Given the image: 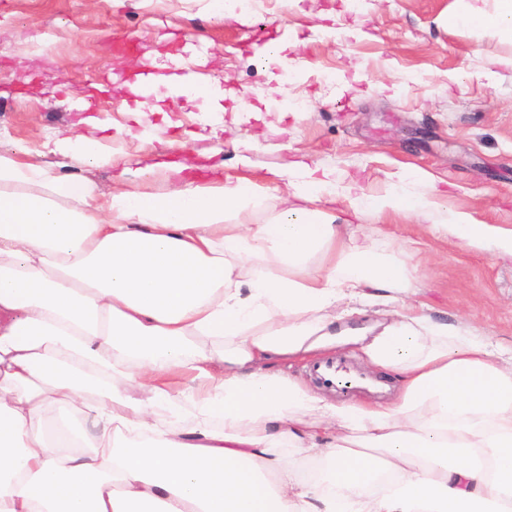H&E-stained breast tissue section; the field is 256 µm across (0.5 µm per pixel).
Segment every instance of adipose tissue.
I'll use <instances>...</instances> for the list:
<instances>
[{
    "instance_id": "ef3b65f1",
    "label": "adipose tissue",
    "mask_w": 512,
    "mask_h": 512,
    "mask_svg": "<svg viewBox=\"0 0 512 512\" xmlns=\"http://www.w3.org/2000/svg\"><path fill=\"white\" fill-rule=\"evenodd\" d=\"M459 2L449 27L512 40V0ZM87 124L55 151L116 169L111 193L0 154V512H512V347L406 302L414 270L342 236L437 209L418 171L371 194L309 170L246 224L248 179L143 193ZM431 231L512 256L463 210ZM374 305L392 321L346 327ZM350 343L402 375L395 401L268 368ZM50 405L94 431L51 437Z\"/></svg>"
}]
</instances>
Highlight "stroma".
I'll return each mask as SVG.
<instances>
[{
	"mask_svg": "<svg viewBox=\"0 0 512 512\" xmlns=\"http://www.w3.org/2000/svg\"><path fill=\"white\" fill-rule=\"evenodd\" d=\"M456 0H257L245 20L212 17L202 0H0V153L26 147L51 176H82L113 187L110 168L55 153L58 138L82 132L76 101L95 84L102 137L128 167L187 164L183 176L247 178L260 197L252 224L277 213L304 163L333 169L365 192L383 191L407 168L422 172L414 194L444 190L441 209L420 216L365 217L356 243L415 266L409 295L438 320L463 323L512 343V258L466 249L429 233L447 211L512 230V69L490 61L512 53L491 33L453 29ZM351 28L329 38L324 28ZM277 29L288 65L267 63L249 37ZM139 48L112 50L120 35ZM202 45L192 62L226 91L222 115L203 99L135 97L126 78L162 71L169 56Z\"/></svg>",
	"mask_w": 512,
	"mask_h": 512,
	"instance_id": "obj_1",
	"label": "stroma"
}]
</instances>
